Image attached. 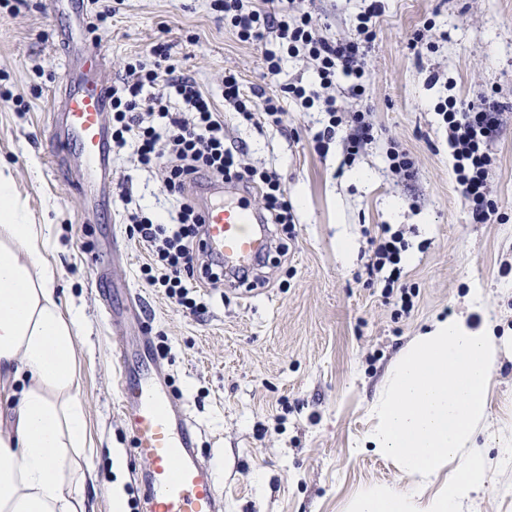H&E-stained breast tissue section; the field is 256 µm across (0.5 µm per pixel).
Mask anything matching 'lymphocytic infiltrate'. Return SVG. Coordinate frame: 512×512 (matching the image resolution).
I'll list each match as a JSON object with an SVG mask.
<instances>
[{
  "label": "lymphocytic infiltrate",
  "mask_w": 512,
  "mask_h": 512,
  "mask_svg": "<svg viewBox=\"0 0 512 512\" xmlns=\"http://www.w3.org/2000/svg\"><path fill=\"white\" fill-rule=\"evenodd\" d=\"M215 11L230 22L240 41L262 46L268 34H275L288 54L306 57L316 69L320 91L304 86L286 87V94L303 108L321 104L328 123L314 140L318 150H325L338 127H346L345 162H354L376 139L370 112L347 111L329 90L337 75L351 78L350 95L360 98L366 77L365 57L375 38L381 15L378 4H371L357 17L356 37L331 39L311 24L308 12L299 0H274L272 6L257 5L256 0H212ZM130 81L112 90V147L122 151L135 144L139 164L147 170L160 167L166 172L165 188L181 201L170 223L161 224L134 210L128 215L139 242L149 251L150 262L144 269L147 284L163 289L178 306L196 316L207 306L198 300L193 281L202 277L212 287H220L224 273L215 259H203L199 247V217L193 203L184 199L188 182L205 176L214 181H237L259 193L271 223L288 225L294 215L288 193L279 175L272 170L243 165L244 145L229 142L224 121L211 101L198 88L194 78L176 74L169 63L168 47L156 43L130 65ZM181 101L183 110L173 111V101ZM224 100L244 121L263 110L273 124L283 122L284 109L279 97L267 96L255 102L245 93L238 76L224 75ZM438 114L448 130V148L461 197L474 223H489L496 203L489 181L495 156L491 143L499 136L504 117L496 103L487 98L458 105L456 99L440 104ZM373 255L367 266L369 275L383 276L385 292H398L400 308L410 313L413 307L408 290L400 289L401 253L405 249L401 230L379 225L371 237Z\"/></svg>",
  "instance_id": "1"
}]
</instances>
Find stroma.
Segmentation results:
<instances>
[{
    "mask_svg": "<svg viewBox=\"0 0 512 512\" xmlns=\"http://www.w3.org/2000/svg\"><path fill=\"white\" fill-rule=\"evenodd\" d=\"M376 38L365 58L366 91L353 105L369 110L378 140L352 165L342 166L344 143L328 152L313 135L318 108L284 102L288 124L240 122L224 104V74H238L246 92L268 96L282 85L319 90L303 57H285L277 80L265 76L263 49L240 41L212 10L210 0H124L108 27L97 14L102 0H86L83 25L69 46L59 43L65 14L50 0H0V159L34 223L49 227V258L59 269L61 301H83L77 352L87 426L97 474L87 495L93 512H110L122 489L141 512L129 432L112 388L107 338L112 322L95 285L104 272L126 336L148 330L164 350L171 383L199 427V448L224 493V512H345L349 500L372 485L407 486L394 461L364 447L370 408L400 351L443 317L467 314L491 326L499 339L490 375L487 418L476 452L487 462L494 488L463 501L457 512H512V0H380ZM364 0H305L320 32L355 37ZM431 24L436 51L411 45ZM93 40L105 58L99 80L120 84L129 63L149 44L171 47V64L191 75L224 121L229 140L246 145L247 164L275 170L295 213L293 235L270 225L271 248L254 270L251 287L203 288L208 312L196 317L171 303L142 274L148 251L125 222L128 204L165 222L176 204L164 172L145 171L133 147L115 155L112 206L89 215L70 172L51 173L46 132L55 91L68 79L69 61ZM492 96L504 127L492 150L490 172L499 217L474 223L455 182L448 132L436 113L446 97L469 102ZM397 141L416 162L407 181L393 177L386 149ZM402 229L401 283L413 287L414 308L397 316L396 300L369 279L367 229ZM121 247L102 251L111 235ZM483 302L470 309L472 289ZM140 303L127 316L128 294Z\"/></svg>",
    "mask_w": 512,
    "mask_h": 512,
    "instance_id": "35a3bbf8",
    "label": "stroma"
}]
</instances>
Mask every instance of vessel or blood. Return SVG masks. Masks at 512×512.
<instances>
[{"mask_svg": "<svg viewBox=\"0 0 512 512\" xmlns=\"http://www.w3.org/2000/svg\"><path fill=\"white\" fill-rule=\"evenodd\" d=\"M103 56L96 44L84 45L48 128L56 168H77L79 194L93 211L106 206L112 190L111 133L103 120L112 101V86L93 78ZM223 183L205 186L194 200L203 224V245L226 272L249 267L264 256L269 243L257 210L227 202ZM140 353L122 340L112 344V384L118 410L146 465L139 479L143 512H224V495L213 467L197 448V428L182 399L169 385V371L156 356L151 337Z\"/></svg>", "mask_w": 512, "mask_h": 512, "instance_id": "1", "label": "vessel or blood"}]
</instances>
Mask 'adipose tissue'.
Wrapping results in <instances>:
<instances>
[{
	"label": "adipose tissue",
	"instance_id": "adipose-tissue-1",
	"mask_svg": "<svg viewBox=\"0 0 512 512\" xmlns=\"http://www.w3.org/2000/svg\"><path fill=\"white\" fill-rule=\"evenodd\" d=\"M46 246L43 225L31 223L0 161V403L12 409L11 423L0 425V512H87L85 489L95 480L76 354L83 307L60 302ZM497 354L495 336L460 315L401 351L372 405L366 443L407 478L461 465L429 496L374 485L346 512H456L471 493L490 489L485 462L462 451L487 417Z\"/></svg>",
	"mask_w": 512,
	"mask_h": 512
}]
</instances>
